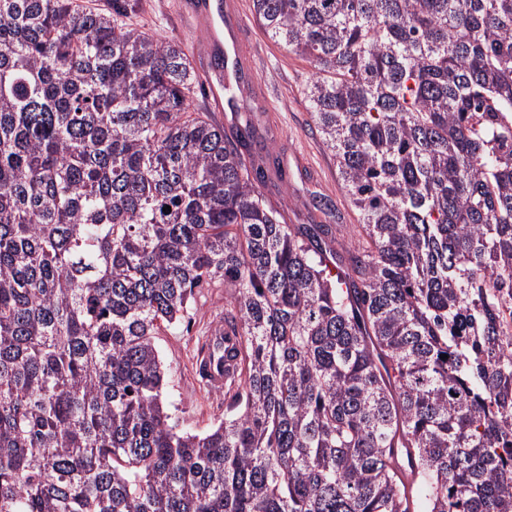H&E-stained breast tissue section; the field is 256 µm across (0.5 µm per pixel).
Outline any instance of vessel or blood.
Here are the masks:
<instances>
[{
	"instance_id": "b4317fda",
	"label": "vessel or blood",
	"mask_w": 512,
	"mask_h": 512,
	"mask_svg": "<svg viewBox=\"0 0 512 512\" xmlns=\"http://www.w3.org/2000/svg\"><path fill=\"white\" fill-rule=\"evenodd\" d=\"M179 16L192 27H204L208 33L198 69L213 111H237L234 93L242 87L238 58L249 27L235 0H181ZM231 348V342L223 336L210 335L198 354V371L215 390H223L233 369Z\"/></svg>"
}]
</instances>
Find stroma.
<instances>
[{"mask_svg":"<svg viewBox=\"0 0 512 512\" xmlns=\"http://www.w3.org/2000/svg\"><path fill=\"white\" fill-rule=\"evenodd\" d=\"M175 3L145 0L143 10L133 16L132 22L159 38L179 41L186 50L200 48L202 33L180 24ZM243 53L253 64L250 79L258 87L257 93L244 98V111L210 112L201 91L194 98L195 108L210 112L212 120L230 138L251 114H258L269 157L284 173L283 179L268 181L262 192L281 210L286 223H309L316 194L332 203L326 223H358L359 216L341 186L336 160L317 132L303 94L312 72L309 63L274 43L256 25L251 28ZM226 308L223 289H204L190 303L182 321L163 331L158 340L161 359L171 377L167 395L170 413L180 429L191 433H206L224 419L223 395L194 379L192 362L202 337L223 325Z\"/></svg>","mask_w":512,"mask_h":512,"instance_id":"35a3bbf8","label":"stroma"}]
</instances>
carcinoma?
<instances>
[{
  "label": "carcinoma",
  "mask_w": 512,
  "mask_h": 512,
  "mask_svg": "<svg viewBox=\"0 0 512 512\" xmlns=\"http://www.w3.org/2000/svg\"><path fill=\"white\" fill-rule=\"evenodd\" d=\"M107 2L0 0V512H512V0H252L360 219L334 267ZM215 283L192 434L158 339ZM190 303L182 321L161 333L158 347L161 359L171 376L167 400L173 421L184 431L204 434L224 422L226 401L192 375V362L203 336L220 325L229 307L224 288H205ZM222 335L207 336L197 358L198 371L211 388L222 391L232 372L234 360L230 352L234 344Z\"/></svg>",
  "instance_id": "1"
}]
</instances>
